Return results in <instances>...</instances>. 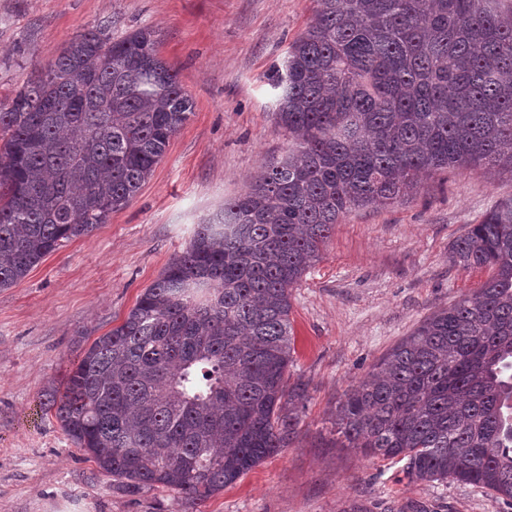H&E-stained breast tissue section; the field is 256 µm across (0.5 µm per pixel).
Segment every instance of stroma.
<instances>
[{"mask_svg": "<svg viewBox=\"0 0 512 512\" xmlns=\"http://www.w3.org/2000/svg\"><path fill=\"white\" fill-rule=\"evenodd\" d=\"M312 0H0V100L76 33L149 27L193 99L152 176L125 208L0 289V512H512L481 489L413 480L405 462L339 447L337 404L432 312L469 296L485 269L448 245L497 201L512 173L467 168L424 179L391 205L357 208L291 290L289 384L305 391L300 432L234 485L192 504L162 486L121 492L43 406L92 342L119 325L201 219L288 148L267 81Z\"/></svg>", "mask_w": 512, "mask_h": 512, "instance_id": "1", "label": "stroma"}]
</instances>
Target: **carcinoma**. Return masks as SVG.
Listing matches in <instances>:
<instances>
[{"instance_id":"obj_1","label":"carcinoma","mask_w":512,"mask_h":512,"mask_svg":"<svg viewBox=\"0 0 512 512\" xmlns=\"http://www.w3.org/2000/svg\"><path fill=\"white\" fill-rule=\"evenodd\" d=\"M266 79L288 151L198 225L62 395L64 432L130 494L206 501L288 447L290 288L351 210L390 205L422 174L512 172V0H315ZM194 113L156 31L72 36L0 101V288L107 222ZM487 268L336 406L348 447L411 478L481 488L512 507V198L448 245Z\"/></svg>"}]
</instances>
